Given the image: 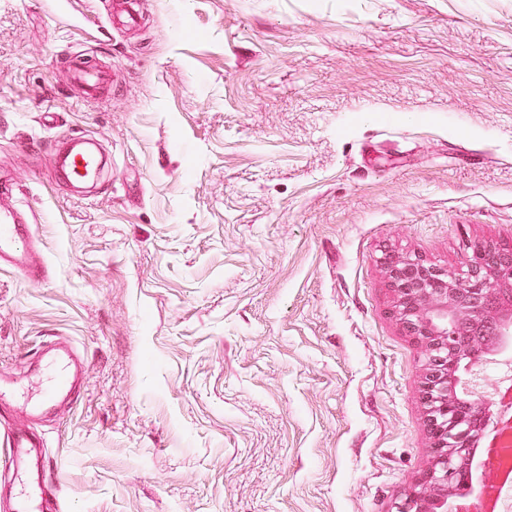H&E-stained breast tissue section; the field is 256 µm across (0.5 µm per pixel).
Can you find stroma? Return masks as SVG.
Returning <instances> with one entry per match:
<instances>
[{
  "label": "stroma",
  "instance_id": "35a3bbf8",
  "mask_svg": "<svg viewBox=\"0 0 512 512\" xmlns=\"http://www.w3.org/2000/svg\"><path fill=\"white\" fill-rule=\"evenodd\" d=\"M137 9L0 0V177L46 262L0 264V378L88 363L37 425L60 512H393L430 448L383 261L512 248V0ZM69 70L72 78L81 84L88 100L101 98L106 83L105 73L102 70H99L96 66L86 65L82 61L73 63ZM65 160L63 167H60L71 181L80 180L84 176L82 170L87 171L90 167L95 164V157L87 152L84 154L80 153H69L62 157Z\"/></svg>",
  "mask_w": 512,
  "mask_h": 512
}]
</instances>
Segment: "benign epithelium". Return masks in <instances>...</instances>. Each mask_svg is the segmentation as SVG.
<instances>
[{
    "label": "benign epithelium",
    "instance_id": "7a95c632",
    "mask_svg": "<svg viewBox=\"0 0 512 512\" xmlns=\"http://www.w3.org/2000/svg\"><path fill=\"white\" fill-rule=\"evenodd\" d=\"M387 271L398 297L396 312L425 349L432 439L430 467L395 512H448V502L469 487L474 451L492 417L487 404L474 412L457 406L458 371L472 361L475 337L491 330L498 347L512 335V250L479 245L458 273L416 257L395 258Z\"/></svg>",
    "mask_w": 512,
    "mask_h": 512
}]
</instances>
